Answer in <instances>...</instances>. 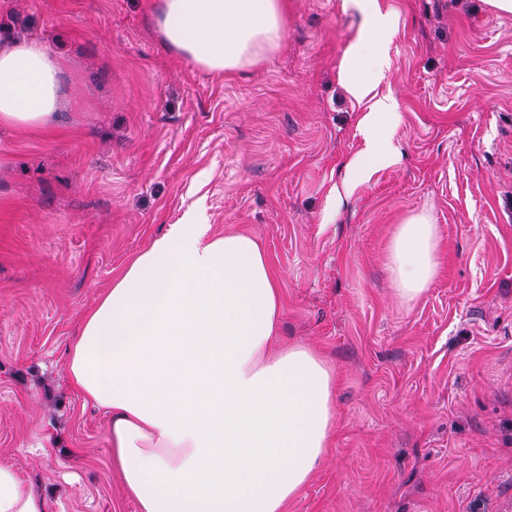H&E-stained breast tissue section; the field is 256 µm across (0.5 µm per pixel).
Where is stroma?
I'll use <instances>...</instances> for the list:
<instances>
[{
	"instance_id": "1",
	"label": "stroma",
	"mask_w": 512,
	"mask_h": 512,
	"mask_svg": "<svg viewBox=\"0 0 512 512\" xmlns=\"http://www.w3.org/2000/svg\"><path fill=\"white\" fill-rule=\"evenodd\" d=\"M377 2L400 119L391 161L350 182L358 0H287L282 48L224 74L162 40L160 0H0V43L36 38L63 69L54 128L0 129V461L47 512H139L68 350L192 211L258 240L282 340L336 369L337 430L288 512H512V14ZM419 214L444 266L407 302L389 245Z\"/></svg>"
}]
</instances>
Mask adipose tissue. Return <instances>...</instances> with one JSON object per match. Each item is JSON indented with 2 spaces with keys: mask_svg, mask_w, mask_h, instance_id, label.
Here are the masks:
<instances>
[{
  "mask_svg": "<svg viewBox=\"0 0 512 512\" xmlns=\"http://www.w3.org/2000/svg\"><path fill=\"white\" fill-rule=\"evenodd\" d=\"M341 62L356 99L371 98L396 32L377 0ZM286 0H162L163 40L215 73L277 52ZM61 67L42 44L0 47V126L53 125ZM397 104L382 98L360 120L368 151L361 176L385 156ZM443 265L426 216L400 225L389 247L397 292L417 299ZM280 288L250 235L171 225L113 278L69 351L72 389L109 414L112 455L140 512H286L336 430V371L318 352L282 345ZM0 512H46L12 466L0 462Z\"/></svg>",
  "mask_w": 512,
  "mask_h": 512,
  "instance_id": "adipose-tissue-1",
  "label": "adipose tissue"
}]
</instances>
